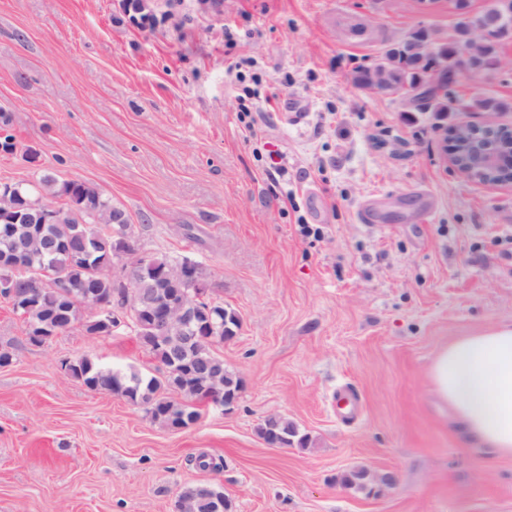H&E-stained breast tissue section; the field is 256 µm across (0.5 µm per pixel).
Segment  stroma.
<instances>
[{"mask_svg": "<svg viewBox=\"0 0 512 512\" xmlns=\"http://www.w3.org/2000/svg\"><path fill=\"white\" fill-rule=\"evenodd\" d=\"M148 4L161 19L142 31L117 0H0V123L18 142L0 183L94 185L139 251L193 252L241 320L219 353L243 389L229 410L161 427L61 367L157 375L130 326L33 345L0 299L16 357L0 368V512H176L199 483L223 487L231 512H512V456L465 443L429 379L443 346L512 324V183L449 161L448 124L485 113L440 120L354 80L412 30L449 40L455 0ZM500 53L449 96L512 102V41ZM272 153L284 175L268 176ZM340 393L356 419L337 415ZM270 416L309 447H269ZM202 454L221 469L198 468ZM350 470L395 482L369 494L339 483Z\"/></svg>", "mask_w": 512, "mask_h": 512, "instance_id": "1", "label": "stroma"}]
</instances>
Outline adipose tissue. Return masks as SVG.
Listing matches in <instances>:
<instances>
[{
  "instance_id": "ef3b65f1",
  "label": "adipose tissue",
  "mask_w": 512,
  "mask_h": 512,
  "mask_svg": "<svg viewBox=\"0 0 512 512\" xmlns=\"http://www.w3.org/2000/svg\"><path fill=\"white\" fill-rule=\"evenodd\" d=\"M430 377L467 444L512 456V325L457 338L437 354Z\"/></svg>"
}]
</instances>
